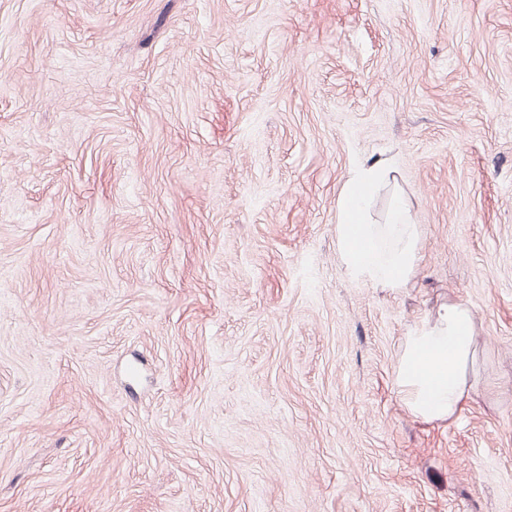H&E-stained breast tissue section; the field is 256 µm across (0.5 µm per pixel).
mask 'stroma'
Listing matches in <instances>:
<instances>
[{
  "label": "stroma",
  "instance_id": "stroma-1",
  "mask_svg": "<svg viewBox=\"0 0 512 512\" xmlns=\"http://www.w3.org/2000/svg\"><path fill=\"white\" fill-rule=\"evenodd\" d=\"M375 159L393 292L336 247ZM0 512H512V0H0ZM389 182L384 161L352 169L337 200L336 243L350 279L395 290L404 287L418 262L420 231L397 195L384 224L369 221L371 198ZM474 317L464 302L444 303L405 336L395 382L416 419L446 422L463 408L475 354Z\"/></svg>",
  "mask_w": 512,
  "mask_h": 512
}]
</instances>
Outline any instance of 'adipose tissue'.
Listing matches in <instances>:
<instances>
[{
    "mask_svg": "<svg viewBox=\"0 0 512 512\" xmlns=\"http://www.w3.org/2000/svg\"><path fill=\"white\" fill-rule=\"evenodd\" d=\"M389 182L384 162L352 169L337 200L336 243L350 279L395 290L404 287L418 262L420 231L399 198L385 223L369 221L373 195ZM474 336V314L462 302L441 305L405 336L395 382L416 419L446 422L462 409L474 361Z\"/></svg>",
    "mask_w": 512,
    "mask_h": 512,
    "instance_id": "1",
    "label": "adipose tissue"
}]
</instances>
